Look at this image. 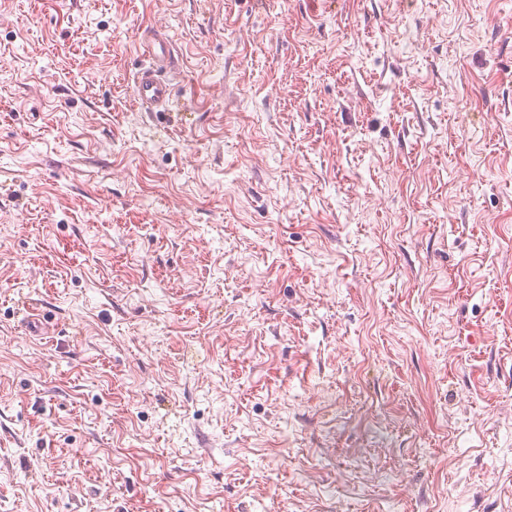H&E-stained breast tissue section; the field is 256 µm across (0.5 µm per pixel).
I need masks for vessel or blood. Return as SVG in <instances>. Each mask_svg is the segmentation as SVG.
Listing matches in <instances>:
<instances>
[{
  "instance_id": "b4317fda",
  "label": "vessel or blood",
  "mask_w": 512,
  "mask_h": 512,
  "mask_svg": "<svg viewBox=\"0 0 512 512\" xmlns=\"http://www.w3.org/2000/svg\"><path fill=\"white\" fill-rule=\"evenodd\" d=\"M143 50L148 64L135 77L133 101L146 112L169 111L174 96L165 75L176 64L174 47L165 35L153 32L144 41Z\"/></svg>"
}]
</instances>
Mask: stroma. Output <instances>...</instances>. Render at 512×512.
<instances>
[{
    "label": "stroma",
    "instance_id": "1",
    "mask_svg": "<svg viewBox=\"0 0 512 512\" xmlns=\"http://www.w3.org/2000/svg\"><path fill=\"white\" fill-rule=\"evenodd\" d=\"M0 512H512V0H0ZM148 66L134 80L133 101L144 112H168L174 102L173 91L164 78L175 67V50L164 35L151 32L143 42Z\"/></svg>",
    "mask_w": 512,
    "mask_h": 512
}]
</instances>
